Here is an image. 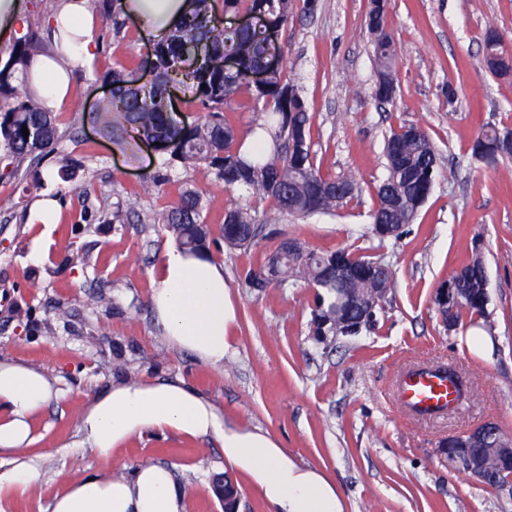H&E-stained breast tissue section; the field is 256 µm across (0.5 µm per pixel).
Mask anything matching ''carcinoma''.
Returning a JSON list of instances; mask_svg holds the SVG:
<instances>
[{
	"instance_id": "1",
	"label": "carcinoma",
	"mask_w": 512,
	"mask_h": 512,
	"mask_svg": "<svg viewBox=\"0 0 512 512\" xmlns=\"http://www.w3.org/2000/svg\"><path fill=\"white\" fill-rule=\"evenodd\" d=\"M228 13H258L265 27L281 29L293 9L292 0H223ZM389 0H370L367 29L373 55L385 71L392 69L396 45L386 29ZM484 51L508 54L500 34L489 28L483 36ZM41 38L27 29L0 63V169L14 172L13 164L28 157L57 152L60 142L55 118L40 101L15 92L17 73H27L41 53ZM232 53L240 63L239 75L224 76V54ZM285 46L273 44L263 32L250 28L229 31L213 14L211 0H194V9L154 47L158 81L147 87L138 84V68L118 65L104 75L112 86V101L95 121L112 132L127 128L139 137L171 145L170 159L184 166H202L224 186L245 185L267 200L274 210L294 217L329 214L348 205L356 194L357 179L348 174L322 172L312 152L310 117L297 84L276 70L264 86L255 88L248 74L275 53L283 56ZM176 84L205 110L204 119L187 123L176 120L167 104L166 87ZM253 91L267 112L261 122L246 131L253 139V153L244 159L245 139L225 109L242 90ZM398 86L381 83L372 95L381 103H392ZM28 136H23L22 128ZM504 129L487 126L472 144V153L493 166L512 157V141L501 137ZM386 178L377 186V204L372 234L383 241L397 238L405 225L414 221L426 203L438 176V160L428 133L416 124L390 131L384 146ZM205 201L199 190L187 187L178 203L160 214L158 223L171 232L181 249L197 254L222 243L230 250L247 249L272 235L265 222L238 207L224 210L220 239H210V226L201 220ZM245 287L260 293L273 282L282 288L300 283L313 291L311 334L317 343L329 346L339 337H355L370 330L376 316L363 318L356 305L336 316V303L347 293L371 298L375 285L383 286L377 296L381 308L394 288L393 274L384 260L365 251L317 252L306 247L292 253L280 243L258 268L242 273ZM459 289L460 298L445 302L437 290L433 304L437 314L448 313L452 325L465 315L483 316L489 301L488 278L481 258L472 256L448 279ZM472 460L481 462V483L497 492L512 487V460L504 461L485 448H470Z\"/></svg>"
}]
</instances>
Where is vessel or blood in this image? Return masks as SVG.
I'll return each mask as SVG.
<instances>
[{"label": "vessel or blood", "mask_w": 512, "mask_h": 512, "mask_svg": "<svg viewBox=\"0 0 512 512\" xmlns=\"http://www.w3.org/2000/svg\"><path fill=\"white\" fill-rule=\"evenodd\" d=\"M403 405L421 417H435L448 412L459 400L455 385L438 371L410 370L398 383Z\"/></svg>", "instance_id": "1"}]
</instances>
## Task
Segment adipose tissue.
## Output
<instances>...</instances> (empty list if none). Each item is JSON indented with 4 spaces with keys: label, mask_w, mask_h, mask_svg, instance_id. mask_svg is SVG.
<instances>
[{
    "label": "adipose tissue",
    "mask_w": 512,
    "mask_h": 512,
    "mask_svg": "<svg viewBox=\"0 0 512 512\" xmlns=\"http://www.w3.org/2000/svg\"><path fill=\"white\" fill-rule=\"evenodd\" d=\"M120 7L161 33L192 5L190 0H121ZM50 22L68 47L67 60L44 57L38 63L43 105L53 109L68 96L73 69L92 57L96 44L88 0H65ZM150 304L171 346L223 368L236 307L222 263L206 254L165 251L154 268ZM56 395L43 373L0 360V451L27 448L36 418ZM78 425L103 456L119 455L131 439L149 431L212 435L224 448L225 465L252 484L269 512H343L336 486L324 472L296 462L267 433L226 424L208 400L180 384L114 385L81 411ZM185 502L186 491L169 468L144 464L128 476L88 475L66 483L53 499L52 512H185Z\"/></svg>",
    "instance_id": "1"
}]
</instances>
